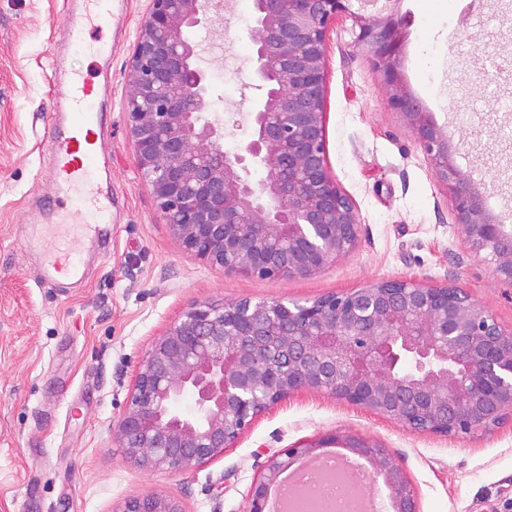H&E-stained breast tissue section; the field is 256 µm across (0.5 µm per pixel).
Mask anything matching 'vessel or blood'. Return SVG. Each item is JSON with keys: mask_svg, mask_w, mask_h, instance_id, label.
I'll use <instances>...</instances> for the list:
<instances>
[{"mask_svg": "<svg viewBox=\"0 0 512 512\" xmlns=\"http://www.w3.org/2000/svg\"><path fill=\"white\" fill-rule=\"evenodd\" d=\"M120 0H68L70 28L78 32L96 26L113 15ZM80 50L97 59L100 70L112 66V45L108 42L79 41ZM50 54L57 68L53 80L55 95L48 115L46 153L53 175L55 196L48 209L52 221L79 224L84 239L93 244L102 240L112 224L115 199L101 191L98 182L105 172L102 160V112L108 96L106 83L63 70L59 45ZM87 273L77 250L66 255L45 257L41 280L85 281Z\"/></svg>", "mask_w": 512, "mask_h": 512, "instance_id": "b4317fda", "label": "vessel or blood"}]
</instances>
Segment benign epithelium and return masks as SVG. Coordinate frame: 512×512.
Here are the masks:
<instances>
[{"label": "benign epithelium", "mask_w": 512, "mask_h": 512, "mask_svg": "<svg viewBox=\"0 0 512 512\" xmlns=\"http://www.w3.org/2000/svg\"><path fill=\"white\" fill-rule=\"evenodd\" d=\"M365 15L352 0H253L254 76L264 95L248 136L228 152L225 123L208 115V81L192 33L214 26L224 0H149L134 44L125 103L136 163L170 233L198 259L259 279L314 276L356 244L360 216L327 159L329 28L345 15L354 47L379 71L437 181L453 195L472 253L512 286V229L487 212L451 160L452 133L417 102L400 72L406 18L400 0ZM497 72L512 73L501 57ZM264 177L255 181L251 169ZM317 393L442 437L512 419V331L456 286L386 280L311 303L242 298L191 304L153 341L113 430L140 468L183 475L234 448L262 414ZM194 399L186 415L177 403ZM337 442L383 477L390 512H420L401 459L376 439L317 435L267 457L245 512L298 459ZM113 512H183L154 491Z\"/></svg>", "instance_id": "obj_1"}]
</instances>
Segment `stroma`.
<instances>
[{"label":"stroma","mask_w":512,"mask_h":512,"mask_svg":"<svg viewBox=\"0 0 512 512\" xmlns=\"http://www.w3.org/2000/svg\"><path fill=\"white\" fill-rule=\"evenodd\" d=\"M148 0L85 39L111 41L112 95L105 153L112 167V241L90 255L80 287L38 282L41 258L68 244L44 219L51 175L43 154L51 110L52 42L71 31L61 0H0V512H112L147 490L184 512H243L267 455L329 432L377 439L398 455L421 512H512V423L457 437L408 432L336 399L296 396L261 416L236 448L182 476L140 469L112 439L135 371L152 341L188 306L244 297L311 302L382 280L466 289L507 330L512 286L469 249L453 200L439 184L382 75L356 51L348 18L329 29L326 138L332 175L355 200V247L311 278L261 280L227 272L188 252L170 233L137 168L125 89L135 34ZM412 17L401 71L434 121L453 133V160L512 226V182L493 181L496 154L512 155V83L473 72L482 36L512 55V21L487 0H403ZM252 0H235L223 26L194 39L226 119L224 150L246 137L243 117L260 96L253 78ZM466 114L459 124L458 114Z\"/></svg>","instance_id":"obj_1"}]
</instances>
